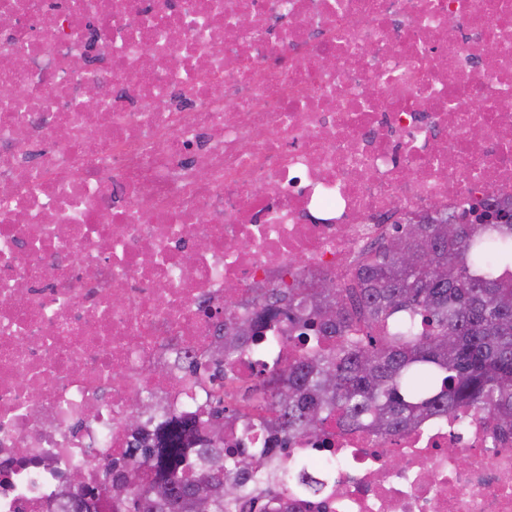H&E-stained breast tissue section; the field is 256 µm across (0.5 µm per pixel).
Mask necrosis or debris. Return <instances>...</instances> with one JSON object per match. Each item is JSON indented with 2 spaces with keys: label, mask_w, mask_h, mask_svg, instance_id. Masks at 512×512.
<instances>
[{
  "label": "necrosis or debris",
  "mask_w": 512,
  "mask_h": 512,
  "mask_svg": "<svg viewBox=\"0 0 512 512\" xmlns=\"http://www.w3.org/2000/svg\"><path fill=\"white\" fill-rule=\"evenodd\" d=\"M4 17L0 512H51L74 471L99 482L89 456L126 448L136 398L156 421L204 407L157 368L208 351L226 282L243 302L289 264L339 282L393 221L512 203V0H0ZM492 429L476 412L389 438L335 424L316 454L296 438L338 484L300 512H512Z\"/></svg>",
  "instance_id": "obj_1"
}]
</instances>
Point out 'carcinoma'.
Instances as JSON below:
<instances>
[{
  "instance_id": "1",
  "label": "carcinoma",
  "mask_w": 512,
  "mask_h": 512,
  "mask_svg": "<svg viewBox=\"0 0 512 512\" xmlns=\"http://www.w3.org/2000/svg\"><path fill=\"white\" fill-rule=\"evenodd\" d=\"M456 222L448 233L446 222ZM254 318L224 306L214 370H180L209 395L207 416L172 415L153 433L137 425L134 439L107 463L96 486L79 473L63 493L72 512H292L297 498L336 490V472L296 458L283 468L258 462L242 434L224 446V421L258 415L271 432L263 455L288 457L291 442L319 437L332 419L394 437L427 415L460 421L479 409L495 436L512 440V205L470 203L457 213L422 215V223L390 225L361 248L341 283L307 288L288 269L255 302ZM296 327L300 343L333 340L256 382L236 385L224 371L245 341L260 353L265 331Z\"/></svg>"
}]
</instances>
